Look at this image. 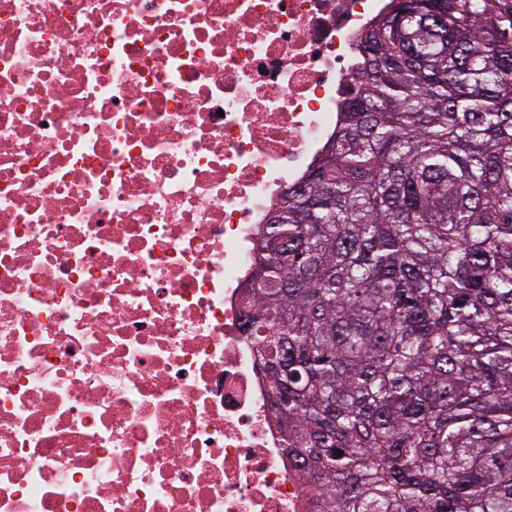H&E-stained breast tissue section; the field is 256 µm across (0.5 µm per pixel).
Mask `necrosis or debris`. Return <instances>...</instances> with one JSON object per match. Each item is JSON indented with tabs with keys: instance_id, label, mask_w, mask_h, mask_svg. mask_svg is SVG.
Here are the masks:
<instances>
[{
	"instance_id": "4bbe7bcc",
	"label": "necrosis or debris",
	"mask_w": 512,
	"mask_h": 512,
	"mask_svg": "<svg viewBox=\"0 0 512 512\" xmlns=\"http://www.w3.org/2000/svg\"><path fill=\"white\" fill-rule=\"evenodd\" d=\"M387 0H0V512H314L243 332Z\"/></svg>"
}]
</instances>
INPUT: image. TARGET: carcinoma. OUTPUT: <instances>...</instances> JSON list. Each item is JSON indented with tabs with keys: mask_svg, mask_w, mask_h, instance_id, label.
Returning <instances> with one entry per match:
<instances>
[{
	"mask_svg": "<svg viewBox=\"0 0 512 512\" xmlns=\"http://www.w3.org/2000/svg\"><path fill=\"white\" fill-rule=\"evenodd\" d=\"M245 332L317 512H512V0H389Z\"/></svg>",
	"mask_w": 512,
	"mask_h": 512,
	"instance_id": "cac0c4a2",
	"label": "carcinoma"
}]
</instances>
